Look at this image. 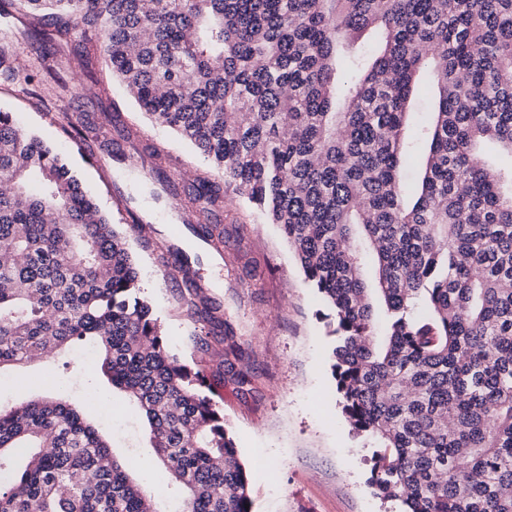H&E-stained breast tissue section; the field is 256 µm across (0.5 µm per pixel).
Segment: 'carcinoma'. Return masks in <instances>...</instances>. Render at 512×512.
Instances as JSON below:
<instances>
[{
    "instance_id": "carcinoma-1",
    "label": "carcinoma",
    "mask_w": 512,
    "mask_h": 512,
    "mask_svg": "<svg viewBox=\"0 0 512 512\" xmlns=\"http://www.w3.org/2000/svg\"><path fill=\"white\" fill-rule=\"evenodd\" d=\"M48 48L79 40L139 111L224 172L142 165L185 224L224 243L220 199L266 211L334 316L333 374L371 484L403 512H512V0H7ZM378 36L374 53L361 35ZM0 78L31 84L30 71ZM431 119L411 120L418 87ZM78 146L117 106L64 114ZM424 153L411 196L403 164ZM211 322L190 259L168 251ZM95 342L183 493L180 512H252L246 469L206 375L170 355L131 253L58 153L0 112V371ZM0 512H165L63 401L0 406Z\"/></svg>"
}]
</instances>
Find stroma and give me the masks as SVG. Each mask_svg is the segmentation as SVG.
<instances>
[{"mask_svg":"<svg viewBox=\"0 0 512 512\" xmlns=\"http://www.w3.org/2000/svg\"><path fill=\"white\" fill-rule=\"evenodd\" d=\"M30 17L0 14V39L14 38L18 63L37 71V45L23 39ZM101 85L79 99L55 98L52 83L37 77L26 86L0 80V112L10 113L26 130L57 147L62 161L94 196L102 213L125 238L138 270L139 286L151 304L170 350L183 363L203 368L208 394L224 411L252 488V512H399L371 485L375 438L356 433L340 405L332 374L334 338L329 308L308 282L278 225L233 193H225L224 250L182 227V212L154 199L141 168L109 162L110 136L87 135L88 150L67 140L64 113L100 110L114 101L134 115L141 143L164 150L172 173L213 176L211 165L169 128L155 124L136 106L124 86L102 73ZM140 224H133V217ZM199 255L200 283L230 336L203 349L195 322L182 303L180 281L165 278L153 249L154 239ZM94 384L108 396L111 416L88 408L83 390ZM66 393L78 410L102 426L114 456L131 464L136 478L147 479L159 502H176L175 486L157 461L141 428L137 408L113 391L92 366H65L62 353L28 362L0 376V402L27 394L54 398Z\"/></svg>","mask_w":512,"mask_h":512,"instance_id":"35a3bbf8","label":"stroma"}]
</instances>
